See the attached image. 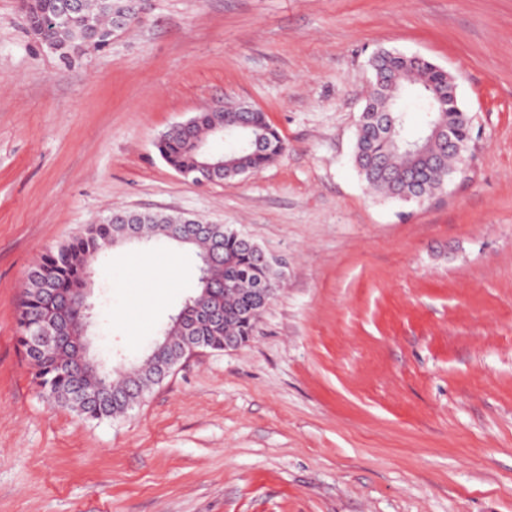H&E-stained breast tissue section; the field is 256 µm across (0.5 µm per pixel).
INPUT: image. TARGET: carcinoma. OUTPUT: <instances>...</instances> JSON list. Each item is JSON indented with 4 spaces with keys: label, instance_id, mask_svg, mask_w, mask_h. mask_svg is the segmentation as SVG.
Masks as SVG:
<instances>
[{
    "label": "carcinoma",
    "instance_id": "cac0c4a2",
    "mask_svg": "<svg viewBox=\"0 0 512 512\" xmlns=\"http://www.w3.org/2000/svg\"><path fill=\"white\" fill-rule=\"evenodd\" d=\"M29 29L45 27L43 44L54 45L71 57L80 52L83 42L90 36L103 48L112 21L128 13V0H21ZM372 70L394 78L397 88L388 84L371 100V106L380 112H367L356 131L353 161L360 179L381 197L399 200L413 194L405 183L407 168L412 166L422 172L419 184L421 196L431 197L442 189L453 173L456 159H448L441 170L432 168L431 157L438 145L424 139L426 129L432 124L448 125L453 120L460 138L469 140L471 129L464 112L448 113L446 102L451 83L448 71L429 60L388 50L375 52L370 59ZM416 95L427 104V119L416 132L409 130V119L402 101ZM391 117L394 127L377 134L372 118ZM243 125L224 131L228 147L224 151V178L231 179L259 170L282 157L286 144L278 130L260 110L241 113ZM224 115L213 109L199 112L194 125L188 130L180 127L169 129L156 143L163 160L177 173L193 179L201 156L197 143L211 138V130L223 124ZM128 224H115L112 217L94 224L69 242L49 250L29 274V288L20 303L19 336L21 346H27V322L36 318H51L58 300L72 293L86 281V273L95 262L105 239L121 236L127 226L150 235L155 240H166L180 247L195 251L198 261V282L194 293L187 299L193 303L205 300L222 310L219 321L197 320L177 323L178 315L169 317L160 330L167 334L195 336L200 344L215 351L224 350V338L240 346L254 335L263 308L254 304L255 288L278 287L282 275L281 262L227 224H208L193 240L179 241L168 236L172 224H184L186 219L161 213H129ZM172 353L149 359L118 371L104 365L101 371L103 393H120L135 379L151 387L163 380L158 366L171 360ZM35 379L39 387L58 403L74 408L86 418L99 420L120 414V408L110 402L101 404L80 403L75 400V378L68 368L60 367L51 358L34 363Z\"/></svg>",
    "mask_w": 512,
    "mask_h": 512
}]
</instances>
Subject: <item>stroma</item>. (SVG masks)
<instances>
[{"mask_svg":"<svg viewBox=\"0 0 512 512\" xmlns=\"http://www.w3.org/2000/svg\"><path fill=\"white\" fill-rule=\"evenodd\" d=\"M378 49L446 69L471 118L465 165L421 203L374 197L351 161ZM226 101L287 150L186 181L156 142ZM118 211L232 225L284 279L247 344L89 420L36 385L19 299ZM155 268L178 282L158 303ZM196 277L164 240L104 250L94 334L139 358ZM0 512H512V0H149L68 61L0 0Z\"/></svg>","mask_w":512,"mask_h":512,"instance_id":"obj_1","label":"stroma"}]
</instances>
